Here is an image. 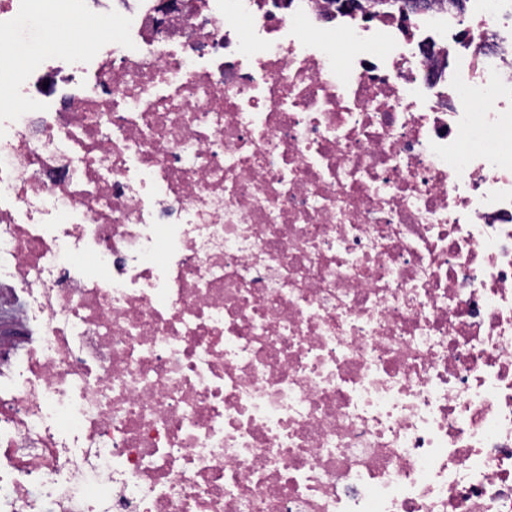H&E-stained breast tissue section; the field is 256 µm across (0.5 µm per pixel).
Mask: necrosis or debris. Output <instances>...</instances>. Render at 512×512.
<instances>
[{"mask_svg":"<svg viewBox=\"0 0 512 512\" xmlns=\"http://www.w3.org/2000/svg\"><path fill=\"white\" fill-rule=\"evenodd\" d=\"M160 1L0 0V512H512V0ZM40 1V2H39ZM36 10L21 27L18 50L21 54H30L38 49L43 41L51 40L63 52H83L89 48L90 39L77 25L65 19L55 8L54 2L36 0ZM58 20L66 25L62 34L61 28H49V22Z\"/></svg>","mask_w":512,"mask_h":512,"instance_id":"4bbe7bcc","label":"necrosis or debris"}]
</instances>
